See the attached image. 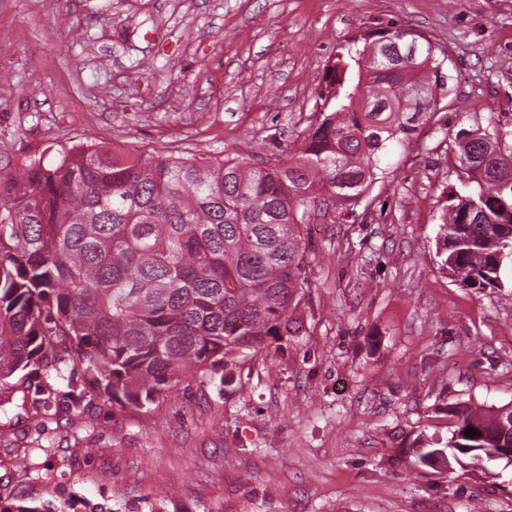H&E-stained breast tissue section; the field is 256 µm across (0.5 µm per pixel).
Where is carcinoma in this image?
Wrapping results in <instances>:
<instances>
[{"label":"carcinoma","instance_id":"1","mask_svg":"<svg viewBox=\"0 0 512 512\" xmlns=\"http://www.w3.org/2000/svg\"><path fill=\"white\" fill-rule=\"evenodd\" d=\"M358 58L356 83L341 95L334 76L319 97L337 105L265 166L82 143L0 181V408L29 368L82 366L113 407L148 412L289 332L309 287L306 224L354 206L436 111L428 39L393 26ZM452 147L465 192L441 211V265L465 288H512V128L494 113ZM447 415L448 439L419 437L416 462L464 470L512 443V402Z\"/></svg>","mask_w":512,"mask_h":512}]
</instances>
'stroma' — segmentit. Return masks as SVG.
Returning a JSON list of instances; mask_svg holds the SVG:
<instances>
[{"label":"stroma","instance_id":"35a3bbf8","mask_svg":"<svg viewBox=\"0 0 512 512\" xmlns=\"http://www.w3.org/2000/svg\"><path fill=\"white\" fill-rule=\"evenodd\" d=\"M391 25L432 41L437 111L352 215L309 224L298 329L147 415L31 377L52 414L0 411V512H512L510 462L410 467L448 404L512 401V290L461 287L436 254L451 135L512 106V0H0V176L86 142L265 164Z\"/></svg>","mask_w":512,"mask_h":512}]
</instances>
